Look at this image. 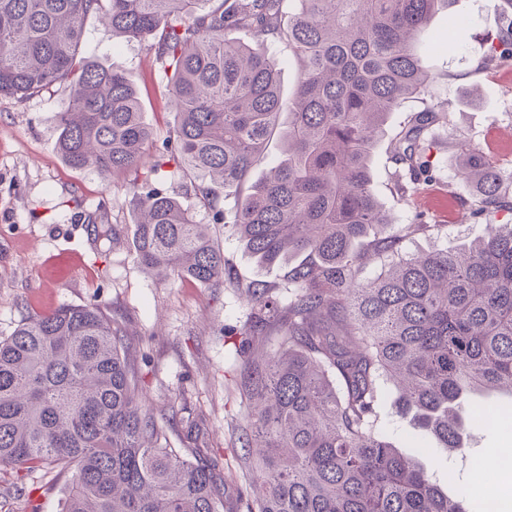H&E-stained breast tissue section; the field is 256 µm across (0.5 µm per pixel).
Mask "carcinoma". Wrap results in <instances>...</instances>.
<instances>
[{
	"label": "carcinoma",
	"instance_id": "obj_1",
	"mask_svg": "<svg viewBox=\"0 0 512 512\" xmlns=\"http://www.w3.org/2000/svg\"><path fill=\"white\" fill-rule=\"evenodd\" d=\"M455 0H0V95L69 90L57 149L103 177L146 164L142 101L117 64L81 52L96 16L116 40L153 37L175 124L183 177L229 224L258 265L241 333L240 391L249 401L245 460L265 493L248 499L199 448H173L142 395L133 350L96 304L23 317L0 338V466H53L68 475L61 512H474L394 447L380 424L383 380L393 405L463 454L484 409L459 414L478 391L512 394V171L477 146L460 199L485 234L462 252L405 255L372 191V157L387 114L427 92L415 42ZM285 41L299 63L283 99L282 69L266 51ZM512 61V20L479 65ZM288 113V125L281 122ZM443 103L413 113L390 145L403 198L431 181ZM279 163L250 181L274 137ZM232 195L220 205L219 190ZM132 244L148 272L220 288L224 252L177 194L132 187ZM370 240L381 273L359 279ZM278 288L288 289L280 301ZM276 351L258 357L254 342Z\"/></svg>",
	"mask_w": 512,
	"mask_h": 512
}]
</instances>
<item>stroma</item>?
Segmentation results:
<instances>
[{"label":"stroma","mask_w":512,"mask_h":512,"mask_svg":"<svg viewBox=\"0 0 512 512\" xmlns=\"http://www.w3.org/2000/svg\"><path fill=\"white\" fill-rule=\"evenodd\" d=\"M505 17L493 0H456L450 12L433 16L426 49L433 78L427 94L407 100L384 127L394 137L409 115L431 103L448 106L449 121L434 131L436 180L412 199L402 198L389 174L385 145L373 158V190L395 230L423 213L431 229L405 237L401 250L426 254L470 245L485 233L456 204L470 196L458 177L465 145L480 147L491 160H512V64L482 70L478 62L486 35L503 27ZM83 56L104 65L119 64L139 90L153 135L145 146L157 159L170 136L174 114L147 42L116 43L96 20L85 24ZM69 102L67 89L54 86L28 99L0 95V337L9 335L26 315L47 314L64 304L98 303L135 338L138 368L147 402L175 412L161 425L173 447L196 436L207 457L251 497L262 494L250 484L240 461L246 402L240 392L237 335L250 322L252 305L243 287L254 280L275 282L278 272L259 267L230 226L216 224L189 180L179 178L174 162L157 170L142 167L109 177L70 168L56 149L57 115ZM177 191L183 205L211 227L224 252L234 285L206 288L147 273L132 246L129 186ZM120 240H113V229ZM384 432L397 448L423 447L418 461L449 497L474 489L475 461L493 467L494 449L511 448L503 428L478 427L468 437L466 457L449 458L425 430L383 408ZM65 475L52 468L0 467V512H59Z\"/></svg>","instance_id":"obj_1"}]
</instances>
